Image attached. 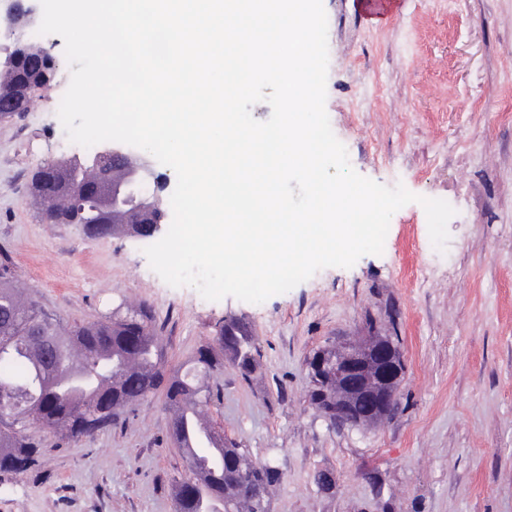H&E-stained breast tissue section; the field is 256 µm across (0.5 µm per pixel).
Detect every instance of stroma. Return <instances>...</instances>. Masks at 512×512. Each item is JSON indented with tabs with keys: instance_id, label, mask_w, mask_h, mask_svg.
<instances>
[{
	"instance_id": "stroma-1",
	"label": "stroma",
	"mask_w": 512,
	"mask_h": 512,
	"mask_svg": "<svg viewBox=\"0 0 512 512\" xmlns=\"http://www.w3.org/2000/svg\"><path fill=\"white\" fill-rule=\"evenodd\" d=\"M322 2L332 130L359 174L454 208L446 251L411 203L392 216L382 254L260 304L208 301L163 281L146 241L42 222L34 171L83 153L56 123L70 66L48 34L51 86L0 122V258L69 323L147 304L171 369L191 366L225 318L249 322L258 367L215 373L206 413L252 461L281 471L270 512H512V0H396L378 25L371 0ZM369 323L399 339V408L376 425L331 428L310 402L306 364ZM44 446L39 470L0 474V512H175L185 462L163 394L95 437L48 435Z\"/></svg>"
}]
</instances>
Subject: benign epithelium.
<instances>
[{
	"instance_id": "1",
	"label": "benign epithelium",
	"mask_w": 512,
	"mask_h": 512,
	"mask_svg": "<svg viewBox=\"0 0 512 512\" xmlns=\"http://www.w3.org/2000/svg\"><path fill=\"white\" fill-rule=\"evenodd\" d=\"M40 0H0V64L13 74L11 115L28 111L36 91L55 78L57 60L51 51L34 48L25 38L28 29L40 25ZM110 161L125 173L122 182L112 186L110 208L112 223L130 224L128 237L148 239L161 230L164 219L163 197L159 190L150 194L139 191L141 185L154 177L150 161L144 156L109 147L101 151L94 163ZM63 167L54 161L42 166L33 191L52 198L63 189ZM105 188L88 181L75 192V208L96 197H103ZM310 378L325 383L326 393L336 402V424L362 425L377 423L389 417L398 402L400 370L381 337L371 332L348 340L334 349L330 357L311 358Z\"/></svg>"
}]
</instances>
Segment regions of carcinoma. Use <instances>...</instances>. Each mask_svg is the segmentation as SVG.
I'll use <instances>...</instances> for the list:
<instances>
[{
  "label": "carcinoma",
  "instance_id": "carcinoma-1",
  "mask_svg": "<svg viewBox=\"0 0 512 512\" xmlns=\"http://www.w3.org/2000/svg\"><path fill=\"white\" fill-rule=\"evenodd\" d=\"M83 169L66 172L69 191L60 195L65 205L47 211L69 216L78 224H96L95 233L113 234L112 211L92 202L73 212L70 189L86 181ZM15 277L8 261L0 262V404L29 408L25 425L0 416V473L10 454L19 453L25 470L22 477L44 462V434L77 442L107 430L123 414L161 391L172 411L171 433L194 478L196 496L181 502L179 512H221L224 500L247 504L256 512L253 497L269 496L282 473L267 463L249 460L246 452L224 442L213 427L202 428L201 407L216 393L209 375L232 363L243 375L257 364L258 347L248 322L236 319L240 347L211 346L198 350L208 375H166L156 340L158 324L146 305L87 324H68L42 309L34 300L19 302L14 294ZM112 406L102 410L99 400Z\"/></svg>",
  "mask_w": 512,
  "mask_h": 512
}]
</instances>
